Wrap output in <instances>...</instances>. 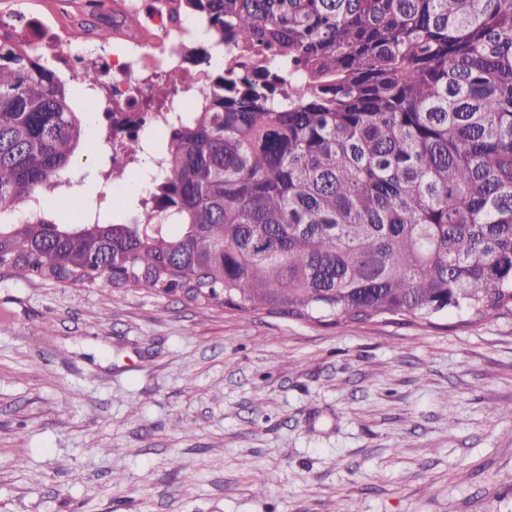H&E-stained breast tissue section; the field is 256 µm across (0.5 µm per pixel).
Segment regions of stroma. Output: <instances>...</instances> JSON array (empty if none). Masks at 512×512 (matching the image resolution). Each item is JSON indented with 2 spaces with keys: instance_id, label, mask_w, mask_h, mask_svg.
<instances>
[{
  "instance_id": "stroma-1",
  "label": "stroma",
  "mask_w": 512,
  "mask_h": 512,
  "mask_svg": "<svg viewBox=\"0 0 512 512\" xmlns=\"http://www.w3.org/2000/svg\"><path fill=\"white\" fill-rule=\"evenodd\" d=\"M77 199L115 213L105 132ZM0 276V512H512V315L323 325Z\"/></svg>"
}]
</instances>
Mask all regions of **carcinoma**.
Wrapping results in <instances>:
<instances>
[{"instance_id": "cac0c4a2", "label": "carcinoma", "mask_w": 512, "mask_h": 512, "mask_svg": "<svg viewBox=\"0 0 512 512\" xmlns=\"http://www.w3.org/2000/svg\"><path fill=\"white\" fill-rule=\"evenodd\" d=\"M41 14L80 40L142 13L80 0ZM208 34L194 108L143 150L164 158L122 223L36 206L86 146L88 100L38 22L0 14V260L12 275L142 286L319 323L512 313V0H166ZM112 111L99 71L73 72ZM175 93L157 82L146 110ZM106 179L130 170L107 157Z\"/></svg>"}]
</instances>
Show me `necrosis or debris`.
<instances>
[{
    "mask_svg": "<svg viewBox=\"0 0 512 512\" xmlns=\"http://www.w3.org/2000/svg\"><path fill=\"white\" fill-rule=\"evenodd\" d=\"M128 7L142 9L146 20L155 34L157 43L167 48L165 57L156 58L153 65H146L148 56L138 41L130 39L125 44L113 47L111 56H103L98 47L88 41L63 40L51 21H44V37L41 41L45 50H53L59 42H66L73 65L80 68L97 67L113 101L124 104V111L112 116V144L125 148L128 155H136L138 146L145 140L147 131H162L172 113L180 111L182 99L201 93L202 84L197 69L183 66L185 51L191 42L202 40L203 30L196 18H185L181 26H170L158 9H145L144 0H125ZM164 76L177 87V97L172 100L168 111L145 114L137 105L150 93L153 77Z\"/></svg>",
    "mask_w": 512,
    "mask_h": 512,
    "instance_id": "4bbe7bcc",
    "label": "necrosis or debris"
}]
</instances>
